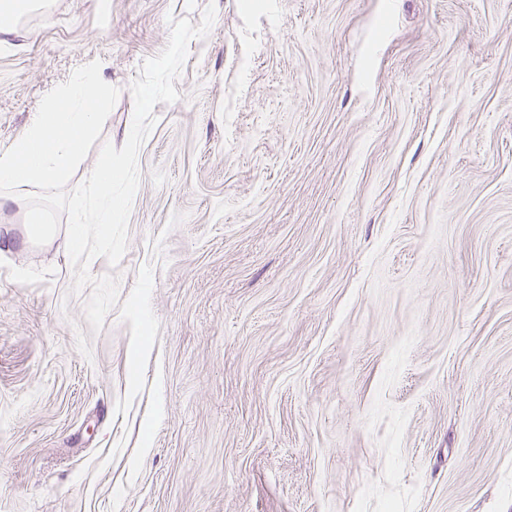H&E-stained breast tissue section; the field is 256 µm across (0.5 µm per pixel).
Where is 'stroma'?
<instances>
[{"label": "stroma", "mask_w": 512, "mask_h": 512, "mask_svg": "<svg viewBox=\"0 0 512 512\" xmlns=\"http://www.w3.org/2000/svg\"><path fill=\"white\" fill-rule=\"evenodd\" d=\"M210 4L99 332L0 211V512H512V0H53L0 148L94 60L122 147Z\"/></svg>", "instance_id": "obj_1"}]
</instances>
